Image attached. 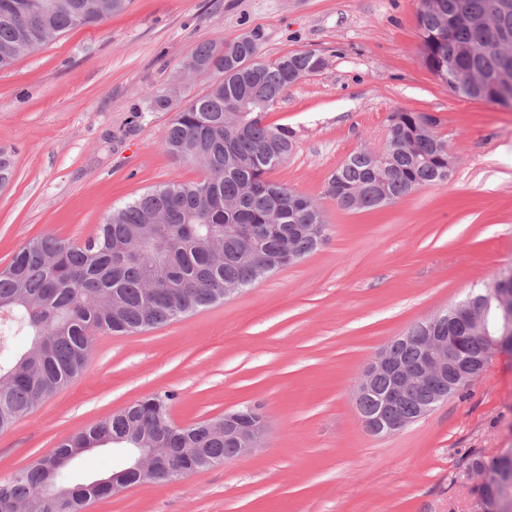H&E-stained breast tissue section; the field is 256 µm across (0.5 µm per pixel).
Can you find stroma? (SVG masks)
I'll return each mask as SVG.
<instances>
[{"mask_svg":"<svg viewBox=\"0 0 512 512\" xmlns=\"http://www.w3.org/2000/svg\"><path fill=\"white\" fill-rule=\"evenodd\" d=\"M259 36L273 60H326L269 112L295 133L271 180L320 205V247L238 294L166 325L98 334L82 374L0 432V484L136 400L171 392L186 425L259 405L261 448L186 478L129 486L86 512H471V450L512 448V354L389 435L354 402L362 369L394 337L512 267V108L449 91L424 65L416 0H131L0 70V267L25 241L83 244L113 209L150 187L196 181L163 140L182 100L210 84L181 63L202 43ZM439 120L453 171L370 211L341 210L325 182L350 153L379 148L394 110Z\"/></svg>","mask_w":512,"mask_h":512,"instance_id":"35a3bbf8","label":"stroma"}]
</instances>
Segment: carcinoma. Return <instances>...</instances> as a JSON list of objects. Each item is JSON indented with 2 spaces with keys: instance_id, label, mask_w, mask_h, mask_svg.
<instances>
[{
  "instance_id": "1",
  "label": "carcinoma",
  "mask_w": 512,
  "mask_h": 512,
  "mask_svg": "<svg viewBox=\"0 0 512 512\" xmlns=\"http://www.w3.org/2000/svg\"><path fill=\"white\" fill-rule=\"evenodd\" d=\"M501 0H417L420 53L425 65L462 97L492 101L489 86L512 55L497 47L495 25L512 27V14L498 15ZM128 0H0V69L29 55L75 26L97 24L123 10ZM236 49L224 59V49ZM316 56L300 51L262 60L259 51L203 43L185 62L196 74L217 76L206 92L180 103V89L151 95L149 107L173 112L163 141L176 161L204 170L198 181L155 186L112 211L97 235L82 245L47 235L34 238L0 269V431L68 385L84 369L94 335L133 334L158 327L224 299V289H245L261 267L274 272L298 261L328 237L320 206L309 196L271 180L286 161L295 132L265 122L267 113L301 77L317 72ZM467 64L474 76L464 86L448 81V65ZM426 112L394 111L388 138L397 147L385 161L367 149L349 154L330 174L325 195L347 211L394 203L411 193L448 183V141L423 131ZM13 172L0 149V188ZM424 333L418 323L386 350L405 364L418 357L410 340ZM174 395L152 394L61 442L52 471L32 464L0 485V512H60L57 492L72 497L71 512L112 495L72 481L73 448L112 443L135 447L129 438L167 448L169 467L158 482L180 480L221 460L228 452L220 419L178 426L170 415ZM420 393L405 384L389 412L413 411ZM467 471L488 469L495 488L475 485L472 497L512 494V448L488 457L471 452Z\"/></svg>"
}]
</instances>
